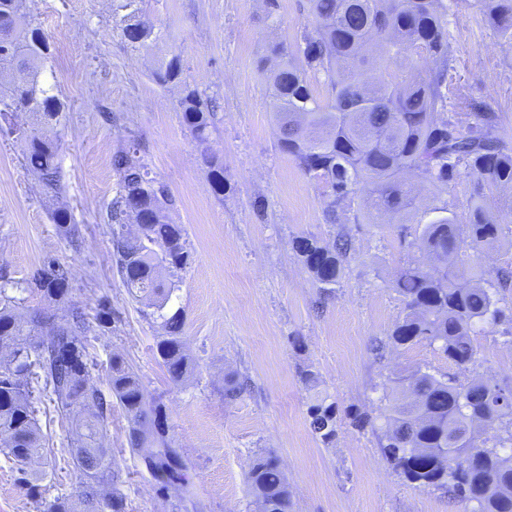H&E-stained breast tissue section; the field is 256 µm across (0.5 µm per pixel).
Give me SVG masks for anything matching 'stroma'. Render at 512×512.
<instances>
[{"instance_id":"35a3bbf8","label":"stroma","mask_w":512,"mask_h":512,"mask_svg":"<svg viewBox=\"0 0 512 512\" xmlns=\"http://www.w3.org/2000/svg\"><path fill=\"white\" fill-rule=\"evenodd\" d=\"M448 6L451 92L447 109L462 99L481 101L512 143V39L502 36L476 0ZM53 47L46 79L66 105L55 132L65 194L43 195L24 166V145L0 132V270L29 279L45 258L69 272L62 303L26 291L18 304L62 321L81 308L88 323L90 380L109 388V365L122 355L149 397L163 406L167 439L184 459L190 499L160 493L129 444V416L113 405L103 431L120 473L110 490L124 512H254L247 484L251 461L274 457L291 492L289 512H463L447 494L407 483L384 459L379 441L388 405L384 385L405 369L466 381L428 342L388 347L404 301L390 282L413 252L430 208L453 207L467 222L475 182L456 176L448 188L420 189L415 219L371 224L347 218L328 224V199L288 154L277 147V127L259 61L268 41L292 42L313 19L306 0H280L268 19L263 0H146L142 21L155 37L139 47L121 36L112 0H27ZM179 57L183 85L216 96L217 129L211 150L224 163V194L211 188L200 149L178 110L182 87L158 85V60ZM139 140L152 176L175 199L171 214L183 226L191 253L176 271L169 311L184 317L183 339L192 376L173 383L157 353L158 320L127 294L112 256V227L102 219L115 194L112 155ZM73 215L78 243L53 221L57 206ZM348 233L352 250L329 297H321L299 262L293 240ZM112 309L100 324V302ZM385 342L376 353L377 342ZM485 379L512 387V323L485 325L474 338ZM316 373V386L301 373ZM245 380V392L224 400L227 376ZM335 402L332 444L308 428L317 399ZM52 449L41 494L31 497L17 466L0 447V512H47L56 498L76 499L81 476L68 454L71 420L58 416L50 392L36 404Z\"/></svg>"}]
</instances>
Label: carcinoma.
<instances>
[{
	"label": "carcinoma",
	"instance_id": "cac0c4a2",
	"mask_svg": "<svg viewBox=\"0 0 512 512\" xmlns=\"http://www.w3.org/2000/svg\"><path fill=\"white\" fill-rule=\"evenodd\" d=\"M142 0H112L121 32L142 45L153 30L139 19ZM315 19L293 43L270 47L276 63L267 81L279 124L278 147L302 173L323 185L329 198L326 215L341 223L340 210L359 185L369 186L364 214L384 220L412 205L414 182L448 184L464 168L476 181L477 199L469 222H459L449 208L423 225L415 247L420 256L408 261L391 287L405 300V314L388 334L395 348L426 341L458 368L471 371L478 350L477 325L512 323V312L498 307V289L512 271L485 270L482 254L501 246L500 217L484 206L487 194L512 191V148L498 133L493 112L469 105L466 117L445 113L448 75L447 6L443 0H307ZM504 35L512 36V0H480ZM413 55L431 59L425 72L406 73L393 65ZM52 56L51 44L27 9L26 0H0V71L12 73L7 94H0V120L26 144L24 165L43 194L64 191L59 144L48 135L64 105L40 77ZM324 76L326 100L310 77ZM154 79L162 86L181 83L178 57L159 61ZM182 120L202 148L216 195L224 194V164L210 152L216 126L213 98L186 87L180 101ZM15 112H31L36 122H11ZM118 176L116 194L106 208L112 229V253L128 294L161 320L165 336L157 351L170 378L180 382L191 370L185 353L180 311L165 309L177 290L162 277L164 269H184L191 255L184 228L172 222L175 199L166 183L150 175L140 144L132 141L112 156ZM54 222L68 237L78 228L66 209ZM293 249L324 294L341 276L351 250L344 233L330 240L297 237ZM36 291L49 301L69 294L66 272L46 260L26 284L3 278L0 284V343L11 359L0 364V442L7 454L23 461L21 482L40 495L45 472L33 470L44 456L34 405L37 385L51 391L57 410L75 421L77 446L70 452L84 480L79 494L82 512H123V499L106 495L98 485L118 480L108 449L100 445L112 400L131 417L129 440L141 454L155 445L154 455L172 452L161 428V407L148 398L139 377L118 355L110 363L109 393L90 385L84 311L73 308L65 323H50L46 338L35 340L7 288ZM35 362H30V357ZM37 364L40 372L31 371ZM381 450L403 477L420 487L448 493L465 512H512V436L486 447L485 430L512 416V389L475 375L461 384L420 370L390 379ZM309 428L323 443L336 438V406L321 398L308 410ZM159 490L173 486L189 491L186 467L166 479L155 477ZM251 495L261 512H288V482L276 459L258 457L248 471Z\"/></svg>",
	"mask_w": 512,
	"mask_h": 512
}]
</instances>
